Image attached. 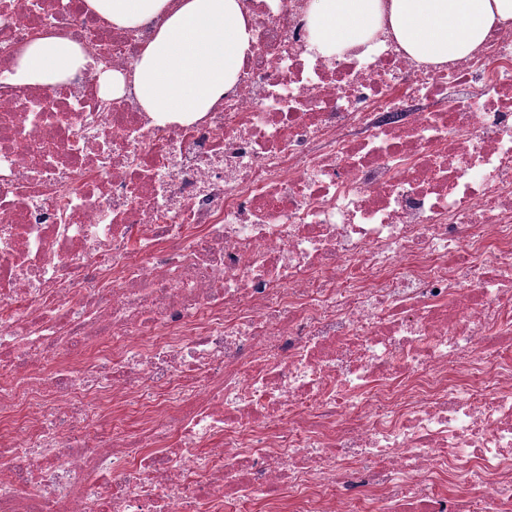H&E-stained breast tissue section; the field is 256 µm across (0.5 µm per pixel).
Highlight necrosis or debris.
Here are the masks:
<instances>
[{"label": "necrosis or debris", "mask_w": 512, "mask_h": 512, "mask_svg": "<svg viewBox=\"0 0 512 512\" xmlns=\"http://www.w3.org/2000/svg\"><path fill=\"white\" fill-rule=\"evenodd\" d=\"M252 53L201 119L151 28L0 0V512H512V28L432 67ZM90 62L12 83L33 28Z\"/></svg>", "instance_id": "necrosis-or-debris-1"}]
</instances>
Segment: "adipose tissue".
I'll list each match as a JSON object with an SVG mask.
<instances>
[{"mask_svg":"<svg viewBox=\"0 0 512 512\" xmlns=\"http://www.w3.org/2000/svg\"><path fill=\"white\" fill-rule=\"evenodd\" d=\"M86 9L122 29L154 27L128 74L103 73V90L132 89L161 122L202 118L237 84L251 51L250 17L241 0H84ZM312 48L325 55L382 34L422 64L471 54L495 28L512 25V0H308ZM89 62L75 42L40 35L16 59L21 85H60Z\"/></svg>","mask_w":512,"mask_h":512,"instance_id":"ef3b65f1","label":"adipose tissue"}]
</instances>
